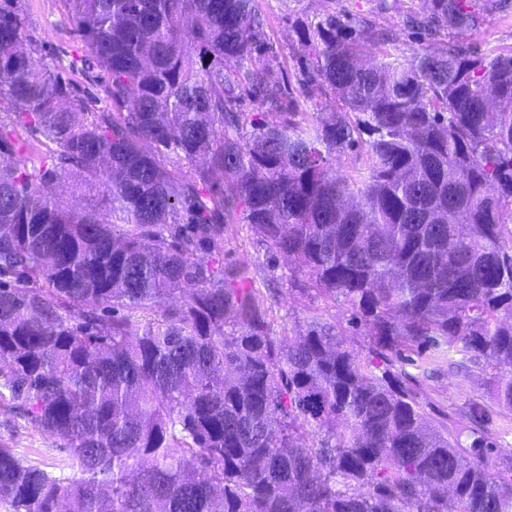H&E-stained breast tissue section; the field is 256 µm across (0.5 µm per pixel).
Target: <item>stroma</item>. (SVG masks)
<instances>
[{
  "label": "stroma",
  "instance_id": "obj_1",
  "mask_svg": "<svg viewBox=\"0 0 512 512\" xmlns=\"http://www.w3.org/2000/svg\"><path fill=\"white\" fill-rule=\"evenodd\" d=\"M267 18L269 41L284 66L289 79L298 76V58L290 43L294 38L291 22L298 17H313L337 10L352 18L373 19L381 28H398V13L378 14L373 0H256ZM25 42L42 46L41 59L52 69L69 78L79 89L87 108L97 111L108 103V76L99 68L85 67L82 59L85 46L81 41L63 0H27ZM465 45L488 53L512 47V19L488 18L484 24L460 36ZM219 262L246 265L253 287L270 290L274 297V326L276 331H295L306 327L312 317L334 325L345 347L359 355H367L369 338L364 327L350 322L351 311L344 304L332 303L321 297L302 292L303 277L291 271L288 261L269 259L255 245V234L248 225H229L224 246L218 253ZM491 386L484 374H476L470 383L459 385L441 366L427 379L421 380L419 397L427 420L435 427L454 426L467 432L470 422L465 413L469 399L489 398ZM0 446L15 449L22 456L53 470L60 458L59 442L50 434L18 419L0 406Z\"/></svg>",
  "mask_w": 512,
  "mask_h": 512
}]
</instances>
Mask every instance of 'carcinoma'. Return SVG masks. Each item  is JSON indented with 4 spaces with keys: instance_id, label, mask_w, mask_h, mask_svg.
I'll use <instances>...</instances> for the list:
<instances>
[{
    "instance_id": "cac0c4a2",
    "label": "carcinoma",
    "mask_w": 512,
    "mask_h": 512,
    "mask_svg": "<svg viewBox=\"0 0 512 512\" xmlns=\"http://www.w3.org/2000/svg\"><path fill=\"white\" fill-rule=\"evenodd\" d=\"M67 2L100 112L0 0V402L62 452L55 473L0 447V502L512 512L491 409L444 433L405 370L486 372L512 411V48L457 40L512 0H415L402 26L428 47L403 61L363 59L365 18L298 17L296 89L255 0ZM316 95L329 118L301 111ZM230 224L348 305L368 359L319 319L274 332L248 268L216 261Z\"/></svg>"
}]
</instances>
